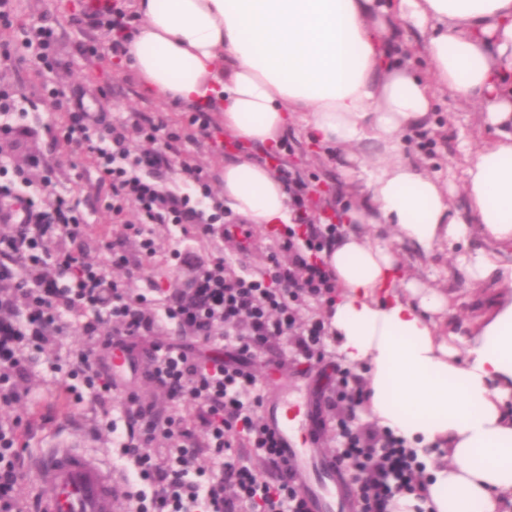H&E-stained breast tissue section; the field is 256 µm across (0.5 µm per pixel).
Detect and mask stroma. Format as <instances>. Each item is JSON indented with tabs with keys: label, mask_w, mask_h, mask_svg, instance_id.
<instances>
[{
	"label": "stroma",
	"mask_w": 512,
	"mask_h": 512,
	"mask_svg": "<svg viewBox=\"0 0 512 512\" xmlns=\"http://www.w3.org/2000/svg\"><path fill=\"white\" fill-rule=\"evenodd\" d=\"M90 0H16L11 28H0V42L13 39L18 30L30 27L38 15L46 13L56 20L60 43L68 54L69 67L59 73H43L23 69L10 74L9 80L26 96L42 97L45 87L65 89L91 86L97 93L94 106L110 107L114 117L132 111L156 112L170 127L184 126L190 113L188 107L163 101L153 96L137 78L122 80L114 71L110 55H102L96 64H87L78 51L80 44L96 40L106 45L102 33L89 34L74 28L70 15L80 13ZM62 121L60 111L48 106L29 112L26 123L33 134L27 148L42 151L53 168L50 190L69 195L79 204L83 214L82 236L91 249L87 254L94 265L120 276V269L112 265V244L118 237H126V251L133 261L143 266V278L127 280L126 286L139 293L148 281L165 282L172 265L171 254L180 250L194 257L209 258L218 255L223 242L207 236L177 237L170 226L149 225L154 238L155 254L142 258L137 251L135 238L127 237L124 225L113 223L106 207L108 191L100 184V175L89 160L79 158L77 152L65 146L50 147L49 130L58 128ZM496 134L481 122L479 104L471 99L451 98L437 94L433 102L430 127L405 133V151L412 163L425 173L447 180L449 175H461L465 154L493 142ZM278 151L302 172L313 201L330 200L334 209L343 212L357 204L359 191L344 173V154L335 147L321 148L306 141L304 131L290 127L277 145ZM357 234L375 241H387L404 267L408 278L447 292L451 306L448 312L449 331L463 335L487 312V301L492 295L490 286L472 282L466 271L456 263L461 252H475L484 248L479 233H472L466 240L443 245L429 255L414 254L410 245L396 239L394 233L376 224H358ZM80 318L72 312L63 313L59 333L51 336L42 349L27 352L28 392L14 406L0 408V418L18 421V440L22 459H29L53 441L71 439L81 447L105 458L112 466H120L119 442L111 425L120 417L122 405L128 395H136L144 403H161L162 396L147 378V362H140L137 369L127 371L116 390L107 399H100L93 388H82L80 401H73L66 394L70 384L72 362L83 346L79 334Z\"/></svg>",
	"instance_id": "stroma-1"
}]
</instances>
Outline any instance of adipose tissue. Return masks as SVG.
I'll return each mask as SVG.
<instances>
[{"instance_id": "obj_1", "label": "adipose tissue", "mask_w": 512, "mask_h": 512, "mask_svg": "<svg viewBox=\"0 0 512 512\" xmlns=\"http://www.w3.org/2000/svg\"><path fill=\"white\" fill-rule=\"evenodd\" d=\"M143 19L123 63L161 99L221 106L239 143L271 146L297 121L338 147L361 182L345 223L386 224L427 253L479 230L488 249L457 261L512 291V0H135ZM424 36L432 78L398 58ZM479 101L497 135L468 155L461 184L423 174L404 132L432 122L436 90ZM462 189L469 211L451 213ZM224 203L250 223L292 221L268 165L225 162ZM340 293L330 318L345 363L366 370L370 419L428 449L437 512H499L512 500V302L466 339L446 340V294L404 279L390 250L349 231L323 253Z\"/></svg>"}]
</instances>
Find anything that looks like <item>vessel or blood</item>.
Here are the masks:
<instances>
[{
    "label": "vessel or blood",
    "mask_w": 512,
    "mask_h": 512,
    "mask_svg": "<svg viewBox=\"0 0 512 512\" xmlns=\"http://www.w3.org/2000/svg\"><path fill=\"white\" fill-rule=\"evenodd\" d=\"M263 423L282 445L285 468L291 469L307 512H344L351 487L332 457L317 449L319 435L313 427L310 406L287 395L264 396L260 407ZM306 434H299V426ZM40 488L34 512H128L127 500L117 493L119 471L104 460L68 441L53 443L30 460Z\"/></svg>",
    "instance_id": "b4317fda"
}]
</instances>
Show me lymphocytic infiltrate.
<instances>
[{"instance_id":"lymphocytic-infiltrate-1","label":"lymphocytic infiltrate","mask_w":512,"mask_h":512,"mask_svg":"<svg viewBox=\"0 0 512 512\" xmlns=\"http://www.w3.org/2000/svg\"><path fill=\"white\" fill-rule=\"evenodd\" d=\"M131 14L117 5L72 15L81 30L106 29L107 50L120 58L126 53ZM25 52L0 50V66H32L52 70L62 66L57 50L56 24L41 17L30 29ZM26 97L16 87L0 83V116L13 123L0 125V145L22 151L31 131L23 119ZM64 110L65 121L53 141L87 154L108 187L107 207L113 223L134 212L142 224H174L181 232L230 237L224 227V198L215 192L210 176L197 167L193 151L224 148L223 131L209 110L199 108L188 119L187 133L169 129L154 112H133L123 119L92 110L82 93L66 95L50 88L44 98ZM104 129L108 146L92 139ZM45 155H26V165L13 176H0V201L17 200L20 211L0 210L1 224L20 225L17 235H0L1 253H27L31 240L48 241L82 232L83 218L71 197L63 193L44 198L30 180L33 169L47 168ZM179 173L180 181L168 185L163 174ZM293 222L279 243L287 260L271 258L258 273L247 272L228 258L215 260L178 257V271L166 285H153L150 294H133L122 281L79 260L71 251L57 252L42 272L38 298L30 305L27 333L23 336L0 325V404L21 398L12 383L24 374L25 346H41L44 331L55 322L59 309L79 313V332L86 348L74 364V374L107 395L116 385L103 363V353L118 348L132 352L131 337H153L158 353L148 378L165 390L176 406L195 405L196 426L182 418L161 415L153 405L129 397L124 419L128 439L121 454L137 469L138 482L125 492L137 512H304L299 490L281 464L280 443L259 420L258 391L261 369L281 364L283 354L309 364L322 357L329 327L321 318H302L305 304L333 302L336 278L322 257L338 225L325 224L313 213L308 186L299 170L285 171ZM179 334L222 345L223 353L202 356L190 348L159 339L163 324ZM336 383L326 398L339 409L336 433L340 446L338 465L364 473L356 483V512H394L397 496L409 494L426 500L424 467L414 449L402 438L356 418L370 392L363 380L339 364L331 365ZM260 452L262 469L227 455L232 440ZM210 448V464L219 470L214 481H202L200 447ZM23 477L16 449L15 424H0V512H23L18 485Z\"/></svg>"}]
</instances>
